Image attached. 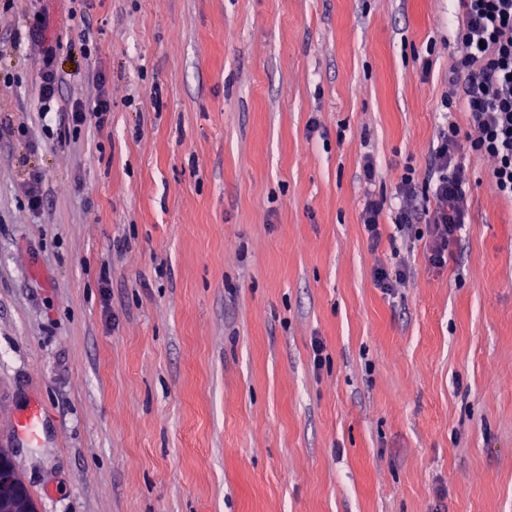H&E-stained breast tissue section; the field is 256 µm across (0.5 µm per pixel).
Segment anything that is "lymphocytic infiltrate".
Returning a JSON list of instances; mask_svg holds the SVG:
<instances>
[{
  "instance_id": "1",
  "label": "lymphocytic infiltrate",
  "mask_w": 512,
  "mask_h": 512,
  "mask_svg": "<svg viewBox=\"0 0 512 512\" xmlns=\"http://www.w3.org/2000/svg\"><path fill=\"white\" fill-rule=\"evenodd\" d=\"M460 5L443 106L466 112L467 123L451 119L442 125L424 173L406 168L392 197L369 198L360 215L371 250H378L386 203L396 199L394 237L405 244L423 243L429 261L440 267L453 259L458 233L470 221L466 157L486 163L492 194L512 199V0H460ZM48 26V16L38 13L26 31L28 38L39 40L45 58L38 78L45 124L104 128L110 112L107 99L75 101L57 109V92L66 78L56 66V46L45 37Z\"/></svg>"
}]
</instances>
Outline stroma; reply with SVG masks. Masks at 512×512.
<instances>
[{"label": "stroma", "mask_w": 512, "mask_h": 512, "mask_svg": "<svg viewBox=\"0 0 512 512\" xmlns=\"http://www.w3.org/2000/svg\"><path fill=\"white\" fill-rule=\"evenodd\" d=\"M69 7H0V438L38 512H512V200L470 160L444 268L360 222L428 162L457 0ZM42 8L104 130L45 136ZM386 203L387 199L384 196L370 197L360 215L372 252L378 250L383 240L385 224L382 220ZM374 285L385 292H394L398 288H404L411 278V271L404 261L396 266L389 267L377 265L374 273ZM44 426L43 408L34 406L21 419L18 424V431L33 445L38 444Z\"/></svg>", "instance_id": "35a3bbf8"}]
</instances>
